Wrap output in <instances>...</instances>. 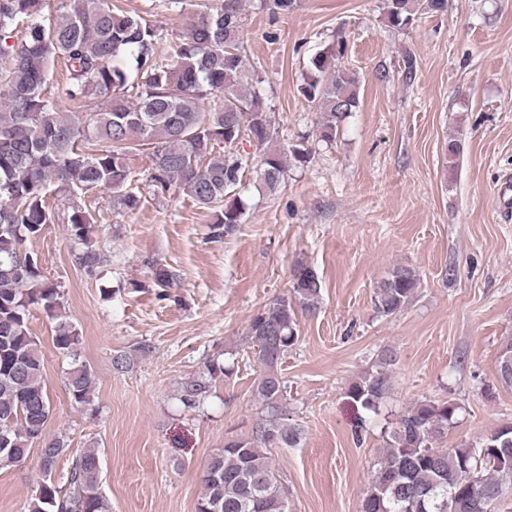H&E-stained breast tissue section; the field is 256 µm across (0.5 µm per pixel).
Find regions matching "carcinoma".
<instances>
[{
  "instance_id": "carcinoma-1",
  "label": "carcinoma",
  "mask_w": 512,
  "mask_h": 512,
  "mask_svg": "<svg viewBox=\"0 0 512 512\" xmlns=\"http://www.w3.org/2000/svg\"><path fill=\"white\" fill-rule=\"evenodd\" d=\"M385 20L408 29L447 0H385ZM40 0H0V471L22 462L39 445L40 477L27 512H111L100 491L101 458L96 448L76 455L67 486L48 475L69 448L62 435L45 438L51 413L44 361L28 330L30 309L42 307L57 320L53 344L73 359L66 372L71 402H90L93 374L78 362L81 336L64 315L60 291L43 275L37 255L22 249L47 224L70 226L78 248L76 264L91 274L106 262L92 242L93 225L82 200L96 190L112 192L113 204L134 211L141 196L131 184L129 156L153 146L148 179L155 194L180 192L212 214L211 237L236 231L243 216L237 185L244 160L238 142L263 150L260 180L278 191L290 161L306 163L310 149L299 143L272 147L270 107L253 85L262 83L247 67L240 0H215L184 31L168 39L146 17L121 10L112 0H60L64 14L49 24L40 19ZM21 41L13 44L17 27ZM346 41L340 34L307 64L299 95L319 114L321 141L330 143L359 104V81L342 64ZM68 75L61 97L47 95L55 61ZM108 108L101 109L97 100ZM224 146L221 152L216 147ZM67 207L53 208L50 200ZM420 285L417 271L393 267L374 291L382 317L400 313ZM322 280L302 261L294 264L290 295L254 314L247 341L265 367L255 396L261 417L246 434L224 440L210 456L197 512H289L288 493L268 452L294 448L303 429L287 422L286 386L278 371L298 341L299 314L314 315ZM396 356L383 350L373 369L346 389L356 407L377 412L390 391ZM186 379L178 400L186 409L204 406L216 381L233 370L219 356ZM498 381L512 387V338L499 354ZM460 406L421 401L386 431L387 440L360 512H496L512 496V423L480 442L436 448L458 422Z\"/></svg>"
}]
</instances>
